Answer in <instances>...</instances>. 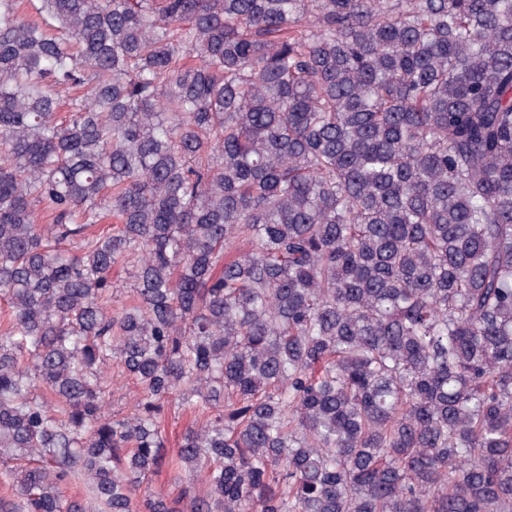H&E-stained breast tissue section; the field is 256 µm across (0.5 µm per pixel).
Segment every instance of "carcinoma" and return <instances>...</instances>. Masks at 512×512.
I'll return each mask as SVG.
<instances>
[{"label": "carcinoma", "instance_id": "obj_1", "mask_svg": "<svg viewBox=\"0 0 512 512\" xmlns=\"http://www.w3.org/2000/svg\"><path fill=\"white\" fill-rule=\"evenodd\" d=\"M2 304L0 512H512V0H0ZM192 417L189 414L172 409L168 411L164 422L165 452L168 456L175 453L179 447L182 435L191 425Z\"/></svg>", "mask_w": 512, "mask_h": 512}]
</instances>
